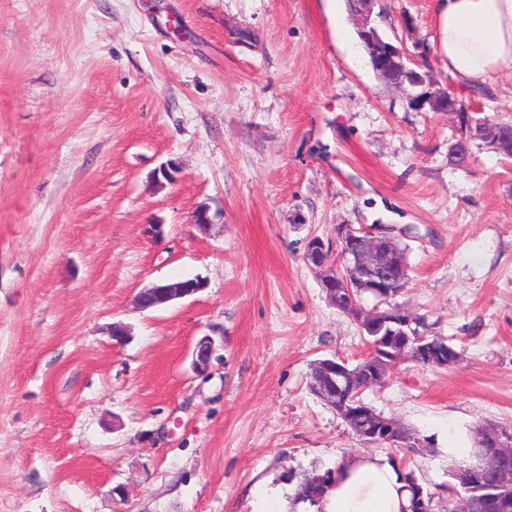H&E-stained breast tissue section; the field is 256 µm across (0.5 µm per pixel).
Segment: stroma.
I'll return each instance as SVG.
<instances>
[{
    "label": "stroma",
    "mask_w": 512,
    "mask_h": 512,
    "mask_svg": "<svg viewBox=\"0 0 512 512\" xmlns=\"http://www.w3.org/2000/svg\"><path fill=\"white\" fill-rule=\"evenodd\" d=\"M373 23L512 120V77L495 95L449 78L435 0H379ZM408 94L347 0H0V512H253L269 488L290 512L294 476L395 457L310 389L319 360L368 352L304 261L340 224L406 244L395 303L459 352L363 394L420 439L424 488L477 429H512V158L477 144L451 165L452 117ZM204 288L205 282L199 278L153 283L139 292L137 306L142 310L155 308L176 299L192 296ZM147 296L150 297V301L146 300Z\"/></svg>",
    "instance_id": "1"
}]
</instances>
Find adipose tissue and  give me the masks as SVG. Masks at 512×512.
<instances>
[{"label":"adipose tissue","mask_w":512,"mask_h":512,"mask_svg":"<svg viewBox=\"0 0 512 512\" xmlns=\"http://www.w3.org/2000/svg\"><path fill=\"white\" fill-rule=\"evenodd\" d=\"M442 52L461 89L512 76V0H438ZM323 512H410L409 492L390 461L355 455L341 463Z\"/></svg>","instance_id":"obj_1"}]
</instances>
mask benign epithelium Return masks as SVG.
I'll list each match as a JSON object with an SVG mask.
<instances>
[{
  "instance_id": "benign-epithelium-1",
  "label": "benign epithelium",
  "mask_w": 512,
  "mask_h": 512,
  "mask_svg": "<svg viewBox=\"0 0 512 512\" xmlns=\"http://www.w3.org/2000/svg\"><path fill=\"white\" fill-rule=\"evenodd\" d=\"M376 0H357L358 35L366 46L371 65L398 87L409 85L413 88L424 84V75L408 67L411 54L401 43L384 41L378 37L371 25ZM410 103L422 109L429 107L433 112H447L454 116L456 122L465 124L463 136L450 147L452 155H457L460 148L468 141H480L492 145L498 152L512 156V127L500 122L476 121L471 116L468 105L452 96L444 89L425 91L410 98ZM336 243L339 246L340 263L329 262L330 246L320 238H312L307 243L305 262L320 272V281L327 298L339 309L345 311L358 321L365 332L377 339H385L387 348L382 353L373 355L363 369L373 374L372 382L381 383L386 375L384 356L397 358L404 350V345L393 344L392 338L401 337V341L412 339L409 334L411 319L408 313L398 306H389L383 310L376 308L365 310L357 301V296L374 294L381 298V303L389 302L386 294L389 284L400 286L407 277L406 265L399 257L395 239L388 232L377 229L356 228L351 224H339L336 227ZM205 288V282L199 278L175 282H158L143 288L137 296V306L142 310L155 308L176 299L196 294ZM415 343L421 357L434 359L433 349L425 338L417 336ZM215 352V343L203 337L194 350L193 366L199 371L205 370ZM349 370L335 360L316 363L315 380L312 389L315 395L329 406H336V391L348 386ZM369 415L360 439L367 444L384 443L393 448L399 443L398 423L381 414L368 412L358 402L343 405L338 415L351 423L362 416ZM485 442L493 445L499 454H512V438L504 437L498 430L485 434Z\"/></svg>"
}]
</instances>
